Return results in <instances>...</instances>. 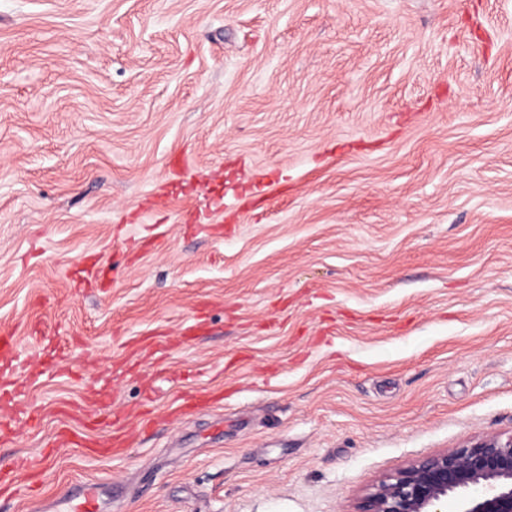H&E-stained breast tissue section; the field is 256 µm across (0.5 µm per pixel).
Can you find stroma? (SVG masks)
Here are the masks:
<instances>
[{"label": "stroma", "mask_w": 512, "mask_h": 512, "mask_svg": "<svg viewBox=\"0 0 512 512\" xmlns=\"http://www.w3.org/2000/svg\"><path fill=\"white\" fill-rule=\"evenodd\" d=\"M1 327L0 464L155 398L45 500L356 512L512 431V0H0ZM58 504L63 508L58 512H105L106 505L96 486L81 488L79 495L67 491L58 499Z\"/></svg>", "instance_id": "1"}]
</instances>
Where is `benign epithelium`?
<instances>
[{"label":"benign epithelium","instance_id":"obj_1","mask_svg":"<svg viewBox=\"0 0 512 512\" xmlns=\"http://www.w3.org/2000/svg\"><path fill=\"white\" fill-rule=\"evenodd\" d=\"M512 512V433L469 440L372 483L360 512Z\"/></svg>","mask_w":512,"mask_h":512}]
</instances>
